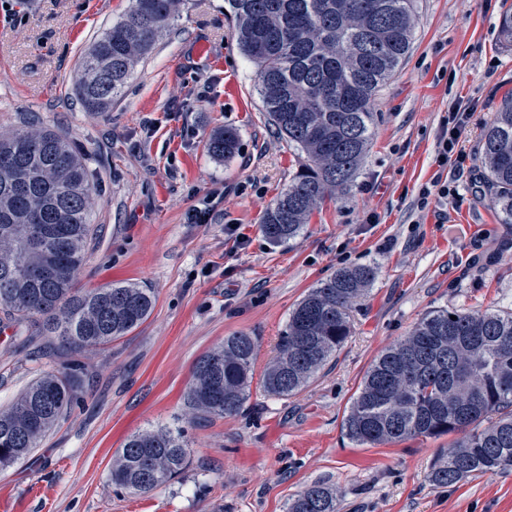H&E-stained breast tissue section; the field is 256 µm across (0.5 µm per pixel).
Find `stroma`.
Masks as SVG:
<instances>
[{
	"label": "stroma",
	"mask_w": 512,
	"mask_h": 512,
	"mask_svg": "<svg viewBox=\"0 0 512 512\" xmlns=\"http://www.w3.org/2000/svg\"><path fill=\"white\" fill-rule=\"evenodd\" d=\"M128 5L0 0V131L35 121L61 133L84 150L97 187L79 287L136 283L156 298L134 332L81 355L80 403L0 471V512H285L314 482L336 488L339 512H512V470L429 482L452 436L368 447L342 433L372 361L426 312L512 311V224L471 185L481 131L512 94V48L499 33L512 0H414L412 48L375 97L372 144L353 183L282 246L260 223L301 156L262 110L224 0H183L124 96L107 112L83 111L72 91L81 56ZM455 102L474 109L462 137L473 170L439 224L419 191L438 170L437 136ZM226 127L239 147L224 160L206 142ZM203 199L209 222L190 223ZM361 265L377 274L350 311L352 332L306 388L279 399L255 387L239 413L193 421L185 392L200 356L249 332L263 371L308 290ZM63 358L39 320L0 329V409ZM160 426L183 431L185 473L148 494L112 485L128 437Z\"/></svg>",
	"instance_id": "35a3bbf8"
}]
</instances>
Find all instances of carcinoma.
Returning a JSON list of instances; mask_svg holds the SVG:
<instances>
[{"instance_id":"carcinoma-1","label":"carcinoma","mask_w":512,"mask_h":512,"mask_svg":"<svg viewBox=\"0 0 512 512\" xmlns=\"http://www.w3.org/2000/svg\"><path fill=\"white\" fill-rule=\"evenodd\" d=\"M239 45L257 67L256 93L278 133L304 155L301 170L265 210L273 244L300 237L327 197L348 188L371 145L372 101L409 52L413 0H227ZM181 0H130L122 18L80 60L73 91L87 112L121 97L138 63L179 11ZM232 128L211 134L218 158L238 149ZM482 183L500 220L512 224V98L482 132ZM95 187L84 155L55 131L32 125L0 134V313L37 317L71 358L0 409V468L38 447L82 398L77 356L124 338L151 315L155 296L135 284L85 289ZM53 274L41 279L38 273ZM372 266L341 268L293 309L276 356L261 377L281 399L305 388L351 333L349 310L374 281ZM258 338L246 332L196 362L185 395L203 420L239 413L251 393ZM360 445L456 433L431 464L429 481L451 486L512 469V312L426 313L364 375L342 424ZM190 459L177 429L131 435L112 462L117 488L150 493L177 478ZM336 488L315 482L286 512H339Z\"/></svg>"}]
</instances>
